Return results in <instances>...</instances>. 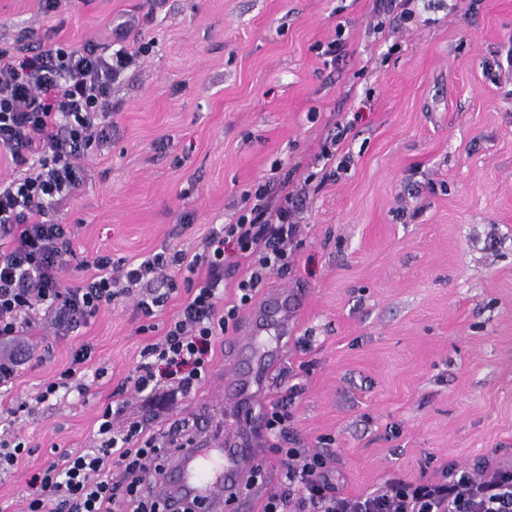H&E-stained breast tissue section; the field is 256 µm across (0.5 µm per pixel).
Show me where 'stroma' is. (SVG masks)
<instances>
[{"instance_id":"obj_1","label":"stroma","mask_w":512,"mask_h":512,"mask_svg":"<svg viewBox=\"0 0 512 512\" xmlns=\"http://www.w3.org/2000/svg\"><path fill=\"white\" fill-rule=\"evenodd\" d=\"M129 18L137 58L55 215L73 231L63 284L100 254L194 251L245 191L310 176L298 245L261 289L301 306L254 402L286 401L299 447L331 450L351 495L512 462V0H0V42L105 47ZM337 133L347 165L333 170L321 152ZM184 296L150 318L120 298L72 335L25 336L0 432L28 451L0 470V504L20 512L35 473L92 446ZM248 316L215 337L195 391L164 409L126 392L127 414L155 430L193 416L198 440L213 435ZM84 346L86 391L38 402ZM21 401L31 410L8 416Z\"/></svg>"}]
</instances>
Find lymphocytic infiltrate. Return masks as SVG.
<instances>
[{"label": "lymphocytic infiltrate", "instance_id": "lymphocytic-infiltrate-1", "mask_svg": "<svg viewBox=\"0 0 512 512\" xmlns=\"http://www.w3.org/2000/svg\"><path fill=\"white\" fill-rule=\"evenodd\" d=\"M128 27L124 21L113 28L116 49L109 53L92 44L50 46L35 56L23 55L18 45L0 47V155L23 169L9 182L0 181L1 387L16 376L12 345L38 318L46 319L54 335L66 336L101 307L133 292L140 312L154 316L181 287L186 297L176 317L144 348L125 384L140 394L166 380L191 393L210 370L218 332L237 321L268 271L288 264L297 236V199L285 188L271 199L267 185L260 184L248 192L249 204L235 223L212 225L194 252L161 251L138 263L99 255L93 274L77 286H63L60 273L73 254L72 230L53 215L82 186L80 160L97 146L98 128L114 110L112 86L134 57L122 45ZM229 242L236 244L244 270L227 305ZM176 269L186 271L184 282L173 277ZM123 413V405L105 407L92 448L60 453L35 474L31 484L37 493L23 512H165L148 480L193 444L198 424L179 418L153 431ZM261 418L281 471L262 512H512V463L478 471L454 465L442 468L434 481L391 478L369 493L349 495L328 474L330 452L293 447L286 404L270 405ZM112 470L120 472L119 480H106Z\"/></svg>", "mask_w": 512, "mask_h": 512}]
</instances>
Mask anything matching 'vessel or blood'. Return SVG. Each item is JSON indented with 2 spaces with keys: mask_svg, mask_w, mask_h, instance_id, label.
Instances as JSON below:
<instances>
[{
  "mask_svg": "<svg viewBox=\"0 0 512 512\" xmlns=\"http://www.w3.org/2000/svg\"><path fill=\"white\" fill-rule=\"evenodd\" d=\"M278 314L280 335H287L292 314L290 297L282 292L269 294L251 317V332L241 337L240 349L254 358L256 341L270 312ZM240 374L224 384V396L235 412L233 435L206 441L183 449L179 457L153 482L152 490L167 501L170 512H258L259 506L275 487L274 478H257L252 439L263 431V422L250 407L238 404Z\"/></svg>",
  "mask_w": 512,
  "mask_h": 512,
  "instance_id": "obj_1",
  "label": "vessel or blood"
}]
</instances>
